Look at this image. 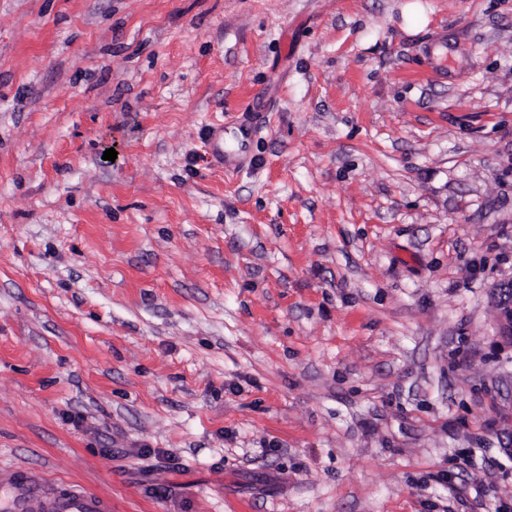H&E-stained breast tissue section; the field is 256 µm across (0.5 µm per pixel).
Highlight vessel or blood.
<instances>
[{
  "instance_id": "vessel-or-blood-1",
  "label": "vessel or blood",
  "mask_w": 512,
  "mask_h": 512,
  "mask_svg": "<svg viewBox=\"0 0 512 512\" xmlns=\"http://www.w3.org/2000/svg\"><path fill=\"white\" fill-rule=\"evenodd\" d=\"M6 481L8 497L0 512H110L107 501L96 493L79 485L62 495L53 493L33 471L9 473Z\"/></svg>"
}]
</instances>
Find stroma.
<instances>
[{
    "mask_svg": "<svg viewBox=\"0 0 512 512\" xmlns=\"http://www.w3.org/2000/svg\"><path fill=\"white\" fill-rule=\"evenodd\" d=\"M511 281L512 0H0V476L512 512Z\"/></svg>",
    "mask_w": 512,
    "mask_h": 512,
    "instance_id": "35a3bbf8",
    "label": "stroma"
}]
</instances>
